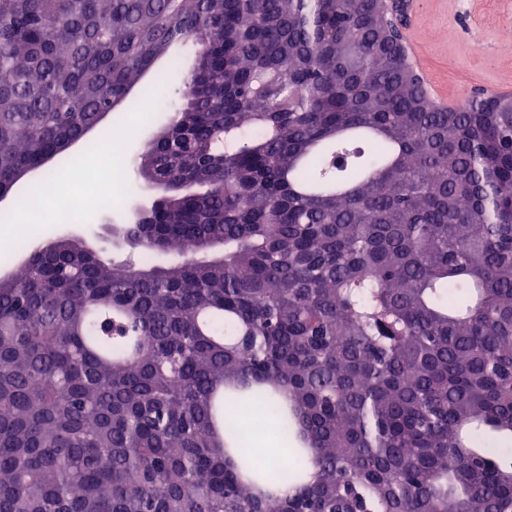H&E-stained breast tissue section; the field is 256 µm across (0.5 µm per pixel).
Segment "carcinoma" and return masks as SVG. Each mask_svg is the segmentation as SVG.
<instances>
[{
  "label": "carcinoma",
  "instance_id": "obj_1",
  "mask_svg": "<svg viewBox=\"0 0 512 512\" xmlns=\"http://www.w3.org/2000/svg\"><path fill=\"white\" fill-rule=\"evenodd\" d=\"M149 75L129 257L0 283V512H512V112L432 107L373 0H0V187Z\"/></svg>",
  "mask_w": 512,
  "mask_h": 512
}]
</instances>
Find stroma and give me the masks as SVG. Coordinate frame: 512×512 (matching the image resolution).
I'll use <instances>...</instances> for the list:
<instances>
[{
	"mask_svg": "<svg viewBox=\"0 0 512 512\" xmlns=\"http://www.w3.org/2000/svg\"><path fill=\"white\" fill-rule=\"evenodd\" d=\"M416 23L422 28L418 40L429 70L447 87L449 94L468 97L474 91L512 92V54L500 50L503 41H512V0H417ZM121 127L122 138L113 152L115 160L131 161L142 151L158 128L157 122L130 120L127 110L108 114L102 128L90 132L99 139L103 129ZM120 201L111 208H98L96 195L83 198L82 206L92 214L80 224L41 225L18 230L1 224L0 234L16 240H30L34 233L49 238L76 235L95 239L105 260H112L117 249L112 243L109 225L121 222L137 197L136 186L121 190Z\"/></svg>",
	"mask_w": 512,
	"mask_h": 512,
	"instance_id": "obj_1",
	"label": "stroma"
}]
</instances>
